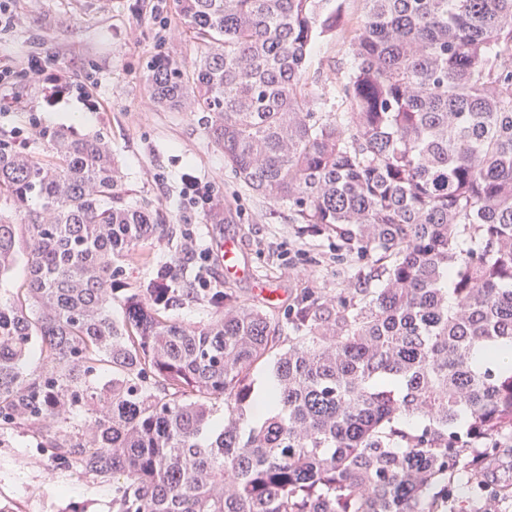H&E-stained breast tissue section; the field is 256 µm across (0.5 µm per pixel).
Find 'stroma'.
<instances>
[{"mask_svg": "<svg viewBox=\"0 0 512 512\" xmlns=\"http://www.w3.org/2000/svg\"><path fill=\"white\" fill-rule=\"evenodd\" d=\"M11 10L14 24L0 33V59L20 67L42 53L77 73L94 71L101 109L89 113L76 131L100 137L120 171L124 199L152 210L165 226L162 236L137 247L143 264L127 268V281L170 267L183 290L174 316L205 323L206 294L193 285L195 267L186 253L192 247L215 251L218 240L230 235L240 240L254 278L227 282L215 262L212 281L218 289H232L240 302L263 309L273 325H285L300 285L335 287V250L325 242L301 246V229L287 205L239 184L224 163L223 151L207 134L205 113L151 107L149 61L160 55L182 64L197 53L172 0H11ZM80 109L72 103L45 111L38 89L15 81L0 89V139L44 158L40 129L70 126L71 113ZM187 173L211 186L216 201L212 211L197 210L184 198L182 178ZM190 230L196 234L192 243L185 239ZM257 279L270 284V293L255 292ZM2 497L16 499L22 512H74L85 504L91 512H112L111 484L61 467L20 433L0 447Z\"/></svg>", "mask_w": 512, "mask_h": 512, "instance_id": "stroma-1", "label": "stroma"}]
</instances>
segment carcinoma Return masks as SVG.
Masks as SVG:
<instances>
[{
  "label": "carcinoma",
  "instance_id": "carcinoma-1",
  "mask_svg": "<svg viewBox=\"0 0 512 512\" xmlns=\"http://www.w3.org/2000/svg\"><path fill=\"white\" fill-rule=\"evenodd\" d=\"M174 5L198 53L150 62L151 102L211 113L237 179L377 284L345 287L349 265L336 294L306 289L288 337L221 290L187 325L176 289L121 281L164 225L99 138L47 128V163L0 142V282L25 268L0 298V430L112 483V512H478L461 481L481 490L474 456L512 441V0ZM338 39L326 112L307 60Z\"/></svg>",
  "mask_w": 512,
  "mask_h": 512
}]
</instances>
